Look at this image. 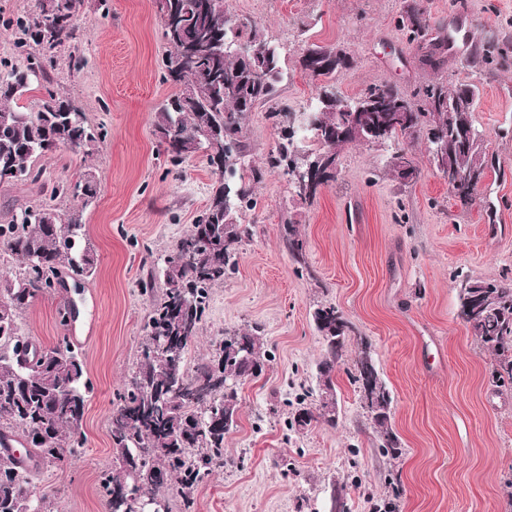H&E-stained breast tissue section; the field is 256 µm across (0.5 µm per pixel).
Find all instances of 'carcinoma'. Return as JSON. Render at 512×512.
Instances as JSON below:
<instances>
[{"label":"carcinoma","mask_w":512,"mask_h":512,"mask_svg":"<svg viewBox=\"0 0 512 512\" xmlns=\"http://www.w3.org/2000/svg\"><path fill=\"white\" fill-rule=\"evenodd\" d=\"M38 0L37 13L22 18L17 24L18 44H31L51 52L78 39L77 13L83 0H66V14L46 11ZM177 25L161 27L167 45L163 58V80L171 82L178 92L192 85L196 105L174 110L161 106L154 113V132L175 125L181 140L174 146L159 140V146L171 164L177 166L196 156L201 146L195 132L204 124L221 131L224 143V169L219 172L220 185L213 191L203 214L190 233L164 260L166 289L155 305L146 324L144 347L167 335L182 348L178 362H163L142 355L137 370L118 394V405L126 412V420L110 422V438L115 465L102 479V497L106 512H135L127 497L119 491L128 488L142 498L155 497L159 490L174 491L181 497L180 512H195V500L189 490L201 483L212 468L224 463V416L236 417L239 411L237 386L244 381L239 372V359L244 350L266 360V349L259 328L239 330L227 341H218L209 359L190 373L185 359L197 342L207 315L212 287L236 268L237 255L244 230L227 221L228 214L253 206L249 192L234 184L238 165L245 157L244 114L236 98L224 94V74L232 73L238 85L250 92V108L272 101L281 79L279 48L268 41L260 26L245 29L236 25L224 8V0H173ZM235 27L234 39L244 40L260 50L256 68L266 65L267 54L275 57V71L266 82L256 84L253 72L232 50L216 55L211 47L224 40V31ZM399 27L410 41L418 42L422 60L438 69L448 54V37L433 31L424 22L415 23L409 13L399 20ZM188 44L197 46L191 55L182 54ZM301 67L312 77L323 81L311 111L318 113L322 127L333 129L340 122L343 100L325 104L322 91L336 80L340 69L317 70L300 57ZM44 61L26 55L0 73V181L4 173L16 165L26 168L22 177L34 173L38 159L51 153V142L86 155L104 133L86 125L85 117L72 114V100L52 91L47 92L45 110L31 112L17 104L32 85L46 79ZM421 101L415 105L409 125L393 132V139L415 140L421 130L433 126L448 137V158L429 157L443 175H452L471 165L488 166L484 139L473 126L472 113L464 112L460 129L448 127V107L467 99L476 103L472 84L449 86L437 80L419 90ZM313 137V132L296 128L292 138L282 136L276 152L267 158V169L287 173L293 164L298 142ZM340 144H319L310 159L321 155L329 166L325 181L336 177V156ZM0 241L8 244L6 252L21 263V271L0 278V439L21 437L26 445L28 464L22 460L0 458V467L12 472L6 482L0 481V512H26L33 468L53 465L79 455L86 443L82 431L85 406L91 386L84 360L66 340L48 349V355L36 366L28 368L15 353L25 339L19 323L20 314L40 293L54 288L66 271L74 277H89L96 268L95 257L87 245V233L81 215L67 217L43 205L21 212L10 224L0 225ZM459 316L481 347L493 360L498 381L512 386V279H466L459 290ZM378 432L386 434L381 448L393 458L402 455L397 435L388 431L386 422H376Z\"/></svg>","instance_id":"obj_1"}]
</instances>
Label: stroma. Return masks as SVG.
Here are the masks:
<instances>
[{
  "mask_svg": "<svg viewBox=\"0 0 512 512\" xmlns=\"http://www.w3.org/2000/svg\"><path fill=\"white\" fill-rule=\"evenodd\" d=\"M408 0H225L240 24H258L280 47L282 80L271 107L249 112L246 166L264 165L279 141L269 108L306 112L317 83L299 63L310 44L351 58L334 86L347 98L383 82L410 98L436 80L476 83L473 114L487 170L461 203L430 164L426 136L411 148L418 173L391 172L396 143L352 144L335 180L312 203L297 198L285 175L249 182L255 200L237 212L244 231L235 270L213 288L203 331L187 355L195 368L212 342L259 327L270 359L259 378L241 382L240 410L224 441V465L192 491L196 512H512V389L500 387L492 359L459 316L463 277L512 273V0H423L432 29L469 19L472 47L491 59L474 70L447 55L437 71L422 65L417 43L397 20ZM37 0H0V70L21 59L16 22ZM77 55L55 52L48 79L25 93L31 107L47 91L67 95L87 124L103 130L93 157L66 147L40 159L35 177L0 182V224L30 206L81 211L97 263L77 287L37 298L20 317L25 335L45 348L69 333L92 391L83 418L84 452L40 467L36 494L54 512H105L100 480L112 467L109 424L116 395L135 369L148 317L166 285L163 260L207 208L219 181L206 154L172 165L153 134L156 108L174 93L165 82L166 46L154 0H85L77 16ZM94 172L89 204L57 188ZM298 229L295 260L284 225ZM333 305L350 329L335 372L336 424L288 423L298 398L319 404L325 347L313 310ZM369 351L394 401L391 425L403 453L385 455L350 369Z\"/></svg>",
  "mask_w": 512,
  "mask_h": 512,
  "instance_id": "1",
  "label": "stroma"
}]
</instances>
